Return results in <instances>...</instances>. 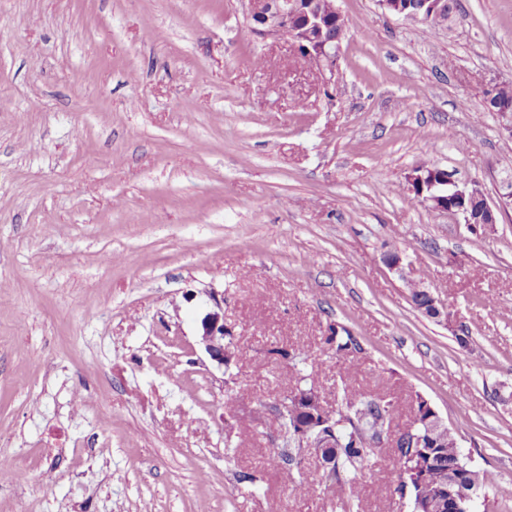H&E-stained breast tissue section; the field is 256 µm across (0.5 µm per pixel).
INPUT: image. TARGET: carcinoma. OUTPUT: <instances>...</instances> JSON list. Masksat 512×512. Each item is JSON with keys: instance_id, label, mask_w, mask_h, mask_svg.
<instances>
[{"instance_id": "carcinoma-1", "label": "carcinoma", "mask_w": 512, "mask_h": 512, "mask_svg": "<svg viewBox=\"0 0 512 512\" xmlns=\"http://www.w3.org/2000/svg\"><path fill=\"white\" fill-rule=\"evenodd\" d=\"M446 12L436 16L415 12V0H404L402 5L412 13V18L424 23L430 29H438L455 16L458 10V0H447ZM497 106L494 110L505 109L512 113V84L503 82L495 85ZM327 341L336 343V354L350 355L361 351L356 337L349 331L340 335L331 331ZM308 405L301 399L291 397L288 399V417H276L275 422L282 434L288 436V447L296 454H301L303 448L297 443L295 436L289 433V427L294 420L305 415ZM430 410L422 398H417L414 406L413 422L401 429L394 438L395 455L403 476L396 487V491L404 493L409 490L414 499H433L448 485V472L464 465L458 448L455 447L456 437L450 429L441 433V441L435 448L420 450L416 448L413 437L423 433L419 421L423 420ZM336 425V447L322 449V458L332 462L328 467V474L338 480L343 473L357 471L368 466L374 455L371 441L389 433L391 413L389 404L379 397H368L357 391H348L331 418Z\"/></svg>"}]
</instances>
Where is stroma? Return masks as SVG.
Segmentation results:
<instances>
[{
	"mask_svg": "<svg viewBox=\"0 0 512 512\" xmlns=\"http://www.w3.org/2000/svg\"><path fill=\"white\" fill-rule=\"evenodd\" d=\"M459 3L428 35L336 0L331 99L248 0H0V456L26 470L0 471V512H413L393 449L341 482L308 449L272 461L305 384L330 411L387 395L399 424L424 398L487 477L472 512H505L512 210L475 228L407 183L428 163L492 200L512 175L484 107L512 0ZM216 294L226 367L200 342ZM413 287L414 288H418L419 290L418 291H411V288H410V298H411V302L412 304L414 305V307L420 311L421 313H427L429 314V309H430V302H431V299H432V302H431V318H444L446 321H448V311L444 310L442 307H439L435 298L433 297V295L431 294V299L430 297L428 296L427 293L421 291V288H424L426 289L425 287H423L420 283H413ZM428 290V289H426Z\"/></svg>",
	"mask_w": 512,
	"mask_h": 512,
	"instance_id": "obj_1",
	"label": "stroma"
}]
</instances>
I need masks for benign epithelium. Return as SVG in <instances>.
I'll return each mask as SVG.
<instances>
[{
  "mask_svg": "<svg viewBox=\"0 0 512 512\" xmlns=\"http://www.w3.org/2000/svg\"><path fill=\"white\" fill-rule=\"evenodd\" d=\"M247 19L252 29L263 37H286L294 50H305L318 60V69L323 84L334 82L336 56L339 47L327 39L325 31L330 27V19L318 8V0H249ZM410 190L429 209L448 212V201L456 204L455 213L464 217L470 224V212L473 206L481 208L484 218L482 224H497L505 213L504 206L512 205V177L500 180L498 203H491L476 184L460 186L454 175L435 166H419L407 177ZM217 310L208 313L201 322V340L211 360L222 366L230 358L224 337L228 335L224 328V308L216 304ZM316 423L299 426L297 437L304 442V447H336V430L330 433L315 432ZM462 473H448V488L435 500L419 501L414 505V512H437L448 508V512H460L463 505L469 504L476 487L468 491L460 489Z\"/></svg>",
  "mask_w": 512,
  "mask_h": 512,
  "instance_id": "obj_1",
  "label": "benign epithelium"
}]
</instances>
